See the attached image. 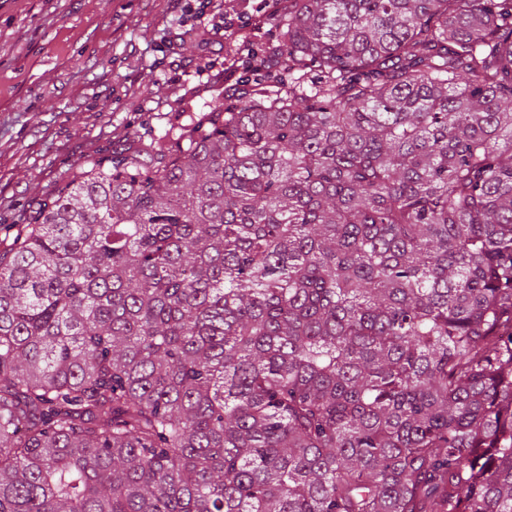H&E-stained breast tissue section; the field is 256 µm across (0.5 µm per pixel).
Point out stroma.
<instances>
[{
	"label": "stroma",
	"instance_id": "35a3bbf8",
	"mask_svg": "<svg viewBox=\"0 0 512 512\" xmlns=\"http://www.w3.org/2000/svg\"><path fill=\"white\" fill-rule=\"evenodd\" d=\"M200 0H0V242L83 163L267 85Z\"/></svg>",
	"mask_w": 512,
	"mask_h": 512
}]
</instances>
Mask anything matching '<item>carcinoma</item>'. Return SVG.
Returning a JSON list of instances; mask_svg holds the SVG:
<instances>
[{
  "instance_id": "cac0c4a2",
  "label": "carcinoma",
  "mask_w": 512,
  "mask_h": 512,
  "mask_svg": "<svg viewBox=\"0 0 512 512\" xmlns=\"http://www.w3.org/2000/svg\"><path fill=\"white\" fill-rule=\"evenodd\" d=\"M279 40L0 254V512H512V0Z\"/></svg>"
}]
</instances>
